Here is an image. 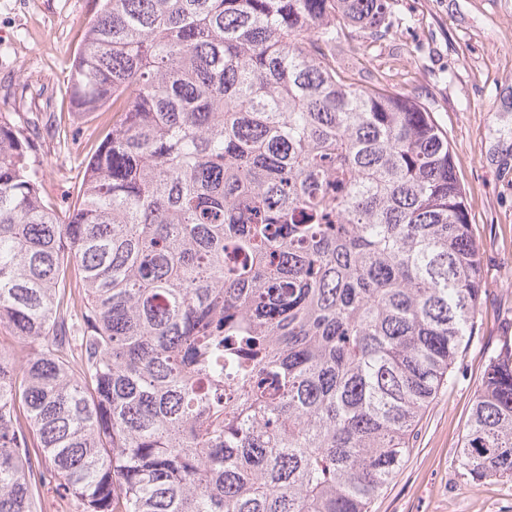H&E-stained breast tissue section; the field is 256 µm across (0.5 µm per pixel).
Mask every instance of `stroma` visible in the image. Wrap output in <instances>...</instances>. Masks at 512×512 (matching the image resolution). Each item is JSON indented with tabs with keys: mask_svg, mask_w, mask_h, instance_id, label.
Returning a JSON list of instances; mask_svg holds the SVG:
<instances>
[{
	"mask_svg": "<svg viewBox=\"0 0 512 512\" xmlns=\"http://www.w3.org/2000/svg\"><path fill=\"white\" fill-rule=\"evenodd\" d=\"M98 0H0V113L38 118L44 189L67 207L105 116L73 111L69 74ZM386 36L344 46L363 81L428 106L448 133L487 291L475 335L371 512H512V480L472 481L461 440L499 336H512V0H389ZM63 115L68 142L50 128Z\"/></svg>",
	"mask_w": 512,
	"mask_h": 512,
	"instance_id": "stroma-1",
	"label": "stroma"
}]
</instances>
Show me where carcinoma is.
<instances>
[{
  "instance_id": "carcinoma-1",
  "label": "carcinoma",
  "mask_w": 512,
  "mask_h": 512,
  "mask_svg": "<svg viewBox=\"0 0 512 512\" xmlns=\"http://www.w3.org/2000/svg\"><path fill=\"white\" fill-rule=\"evenodd\" d=\"M101 2L65 210L0 115V512H368L485 291L448 133L341 54L389 0ZM460 457L512 478V336ZM35 496L42 512H76L73 502L63 497L53 482L39 486Z\"/></svg>"
}]
</instances>
